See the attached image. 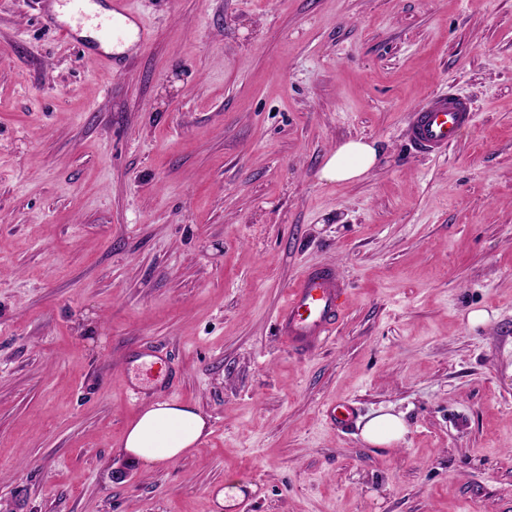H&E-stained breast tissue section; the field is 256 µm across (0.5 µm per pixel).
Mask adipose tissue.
Listing matches in <instances>:
<instances>
[{
    "instance_id": "ef3b65f1",
    "label": "adipose tissue",
    "mask_w": 512,
    "mask_h": 512,
    "mask_svg": "<svg viewBox=\"0 0 512 512\" xmlns=\"http://www.w3.org/2000/svg\"><path fill=\"white\" fill-rule=\"evenodd\" d=\"M377 155L375 142L360 138L343 142L325 160L320 177L328 183L357 180L373 169ZM206 428V419L196 409L158 400L129 427L124 450L146 466H160L197 446Z\"/></svg>"
}]
</instances>
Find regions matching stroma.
<instances>
[{"mask_svg":"<svg viewBox=\"0 0 512 512\" xmlns=\"http://www.w3.org/2000/svg\"><path fill=\"white\" fill-rule=\"evenodd\" d=\"M53 2L0 0V512H212L243 476L254 512H512V0H131L109 79ZM448 89L475 119L431 158L409 115ZM359 138L370 173L322 181ZM322 265L347 303L297 354ZM143 349L208 422L154 468ZM347 288L331 267L307 269L277 318L280 339L295 353L316 351L336 328ZM406 432L403 419L391 412H380L363 426L365 441L375 446H390L400 441Z\"/></svg>","mask_w":512,"mask_h":512,"instance_id":"1","label":"stroma"}]
</instances>
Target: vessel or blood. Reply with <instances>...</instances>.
<instances>
[{"label":"vessel or blood","mask_w":512,"mask_h":512,"mask_svg":"<svg viewBox=\"0 0 512 512\" xmlns=\"http://www.w3.org/2000/svg\"><path fill=\"white\" fill-rule=\"evenodd\" d=\"M108 22L98 25L99 38L86 48L96 53L105 75L114 74L118 56L100 53V42L123 44L125 30L118 18L131 17L130 0H106ZM473 109L470 100L457 93L433 95L427 104L413 112L409 122L411 143L421 153L444 154L460 130L471 124ZM347 290L329 267L311 268L302 273L295 288L288 293L277 318L280 339L295 353L316 351L330 336L344 310Z\"/></svg>","instance_id":"obj_1"}]
</instances>
